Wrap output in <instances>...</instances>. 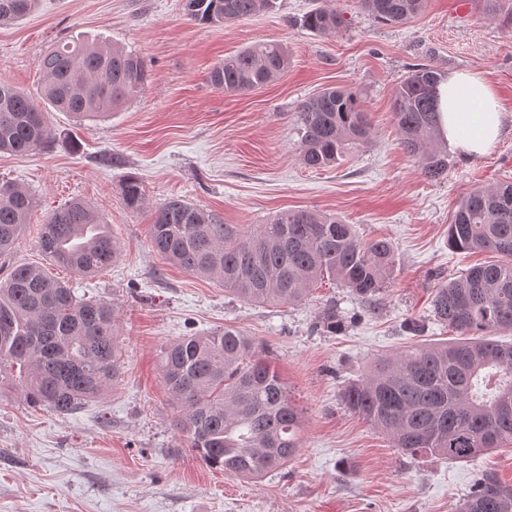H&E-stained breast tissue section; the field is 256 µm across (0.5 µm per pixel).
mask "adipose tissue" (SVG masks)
<instances>
[{
	"label": "adipose tissue",
	"mask_w": 512,
	"mask_h": 512,
	"mask_svg": "<svg viewBox=\"0 0 512 512\" xmlns=\"http://www.w3.org/2000/svg\"><path fill=\"white\" fill-rule=\"evenodd\" d=\"M440 133L449 148L463 156L490 151L505 122L491 84L476 72H451L437 86Z\"/></svg>",
	"instance_id": "1"
}]
</instances>
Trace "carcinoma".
<instances>
[{
  "label": "carcinoma",
  "instance_id": "carcinoma-1",
  "mask_svg": "<svg viewBox=\"0 0 512 512\" xmlns=\"http://www.w3.org/2000/svg\"><path fill=\"white\" fill-rule=\"evenodd\" d=\"M277 0H185L190 20L215 26L272 11ZM486 13L512 25V0H483ZM35 0H0V24L26 17ZM387 25H401L425 0H359ZM344 19L333 8L303 17L301 27L334 33ZM290 64L286 45L260 41L224 58L211 83L227 93L265 86ZM43 98L78 121L103 117L141 91L143 60L110 42L85 36L47 51L41 59ZM442 75L411 70L394 88L393 118L400 145L428 179L448 171L438 144L435 87ZM301 163L332 166L351 147L371 142L373 127L361 92L328 87L302 101L293 120ZM45 113L0 80V152L23 155L47 145ZM125 207L146 203L133 174L118 184ZM36 201L12 182L0 183V256L10 252ZM154 249L193 274L216 280L224 292L252 304L298 305L311 288L334 282L363 298L382 293L394 272L387 239L361 241L352 225L310 210H283L246 230L179 198L155 210ZM448 243L460 251L501 257L475 266L437 288L435 319L460 336L420 343L377 358L342 392L346 407L385 432L412 457L470 461L512 442V182L463 196L448 224ZM39 246L53 264L82 275L112 265L119 246L108 225L79 199L53 209ZM117 323L112 306L80 298L45 268L22 264L0 282V389H18L27 403L70 413L98 398L116 377ZM161 373L184 416L177 422L189 447L226 475L261 479L288 464L301 445L300 413L265 351L238 328L184 336L164 351ZM457 512H512V488L484 473Z\"/></svg>",
  "mask_w": 512,
  "mask_h": 512
}]
</instances>
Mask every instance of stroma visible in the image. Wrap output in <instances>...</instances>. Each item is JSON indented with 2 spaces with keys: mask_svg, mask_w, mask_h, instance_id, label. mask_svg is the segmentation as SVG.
<instances>
[{
  "mask_svg": "<svg viewBox=\"0 0 512 512\" xmlns=\"http://www.w3.org/2000/svg\"><path fill=\"white\" fill-rule=\"evenodd\" d=\"M468 2L463 11L459 0H428L422 13L391 26L358 0H278L273 11L203 26L189 19L184 0H37L27 17L0 25V79L36 101L41 56L75 32L106 36L147 71L143 89L112 115L77 125L48 110L55 142L0 153V182L38 202L0 259V279L13 266L41 265L78 297L110 302L119 351L112 387L76 412L0 391V512H456L479 472L512 487V445L468 462L413 459L342 400L378 356L455 340L433 316L435 290L495 259L448 245L459 198L512 181V27L487 17L482 0ZM328 5L344 16L341 31L300 27ZM260 40L287 45L284 75L242 95L211 83L224 57ZM415 64L482 73L506 116L488 153H449L437 180L402 150L392 119L394 87ZM347 85L363 92L372 142L332 167H304L292 130L297 105ZM70 137L79 151L67 146ZM129 174L145 185L148 203L138 211L117 191ZM73 198L99 213L120 246L117 261L90 276L49 264L37 244L48 213ZM172 198L248 228L286 209L337 216L362 240L392 242L394 277L371 301L327 282L298 306L240 301L152 249L155 208ZM413 320L422 333L409 330ZM227 325L268 352L302 413L296 455L257 480L225 475L192 452L159 368L176 340Z\"/></svg>",
  "mask_w": 512,
  "mask_h": 512,
  "instance_id": "stroma-1",
  "label": "stroma"
}]
</instances>
